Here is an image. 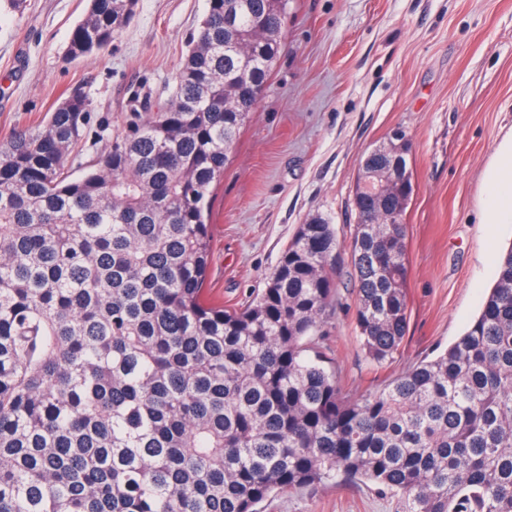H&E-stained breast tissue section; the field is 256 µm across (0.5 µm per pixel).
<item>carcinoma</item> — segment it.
<instances>
[{"label": "carcinoma", "mask_w": 512, "mask_h": 512, "mask_svg": "<svg viewBox=\"0 0 512 512\" xmlns=\"http://www.w3.org/2000/svg\"><path fill=\"white\" fill-rule=\"evenodd\" d=\"M138 0H91L66 56L99 53ZM288 0H208L169 95L95 159L75 90L0 142V512H260L274 493L370 483L396 512H512V246L472 325L380 392L346 396L312 342L333 314L331 224L299 225L243 308L210 302L207 224ZM350 241L355 324L382 364L408 327L411 172L365 156Z\"/></svg>", "instance_id": "1"}]
</instances>
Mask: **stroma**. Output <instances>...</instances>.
I'll list each match as a JSON object with an SVG mask.
<instances>
[{"label":"stroma","instance_id":"35a3bbf8","mask_svg":"<svg viewBox=\"0 0 512 512\" xmlns=\"http://www.w3.org/2000/svg\"><path fill=\"white\" fill-rule=\"evenodd\" d=\"M89 0L0 4V141L43 124L73 89L91 101L76 147L87 161L141 101L166 97L208 0H139L106 51L68 60ZM404 133L408 329L399 353L369 361L355 329V271L336 265V312L320 350L345 391L380 390L446 348L478 315L512 224H481L485 176L512 139V0H288L271 78L213 188L209 297L227 307L265 286L299 224L314 215L349 243L366 153ZM262 512H395L372 485L287 490Z\"/></svg>","mask_w":512,"mask_h":512}]
</instances>
